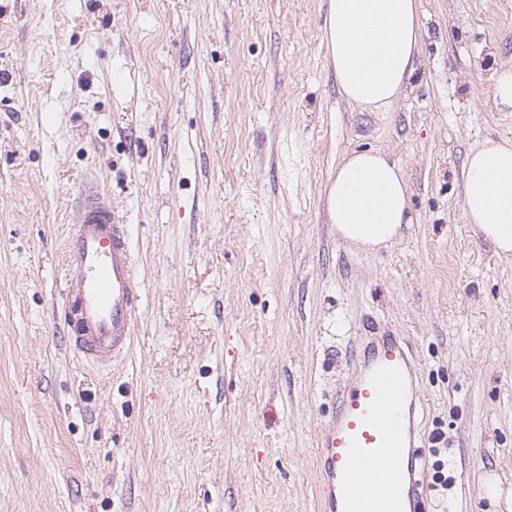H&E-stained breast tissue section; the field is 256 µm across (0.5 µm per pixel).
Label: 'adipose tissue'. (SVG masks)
I'll return each instance as SVG.
<instances>
[{
	"label": "adipose tissue",
	"mask_w": 512,
	"mask_h": 512,
	"mask_svg": "<svg viewBox=\"0 0 512 512\" xmlns=\"http://www.w3.org/2000/svg\"><path fill=\"white\" fill-rule=\"evenodd\" d=\"M421 26L419 0H329L324 35L341 95L363 108L390 106L413 78ZM465 166L466 223L512 257V141L486 140ZM326 209L338 237L364 251L394 243L412 222L403 169L375 150L343 157Z\"/></svg>",
	"instance_id": "adipose-tissue-1"
}]
</instances>
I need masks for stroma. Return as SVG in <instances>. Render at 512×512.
<instances>
[{"label":"stroma","instance_id":"obj_1","mask_svg":"<svg viewBox=\"0 0 512 512\" xmlns=\"http://www.w3.org/2000/svg\"><path fill=\"white\" fill-rule=\"evenodd\" d=\"M387 109L348 103L327 0H0V512H320L318 433L367 322L414 346L458 478L426 512H505L512 260L463 217L467 155L512 139L492 95L512 0H420ZM404 169L413 220L337 238L341 158ZM96 177L128 224L129 352L72 351L65 241Z\"/></svg>","mask_w":512,"mask_h":512}]
</instances>
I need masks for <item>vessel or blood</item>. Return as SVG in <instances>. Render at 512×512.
<instances>
[{
	"label": "vessel or blood",
	"mask_w": 512,
	"mask_h": 512,
	"mask_svg": "<svg viewBox=\"0 0 512 512\" xmlns=\"http://www.w3.org/2000/svg\"><path fill=\"white\" fill-rule=\"evenodd\" d=\"M66 254L69 342L87 362L109 365L131 345L139 295L129 227L94 184L83 185ZM416 366L395 333L357 346L353 377L318 435L323 512H423L427 433Z\"/></svg>",
	"instance_id": "obj_1"
}]
</instances>
